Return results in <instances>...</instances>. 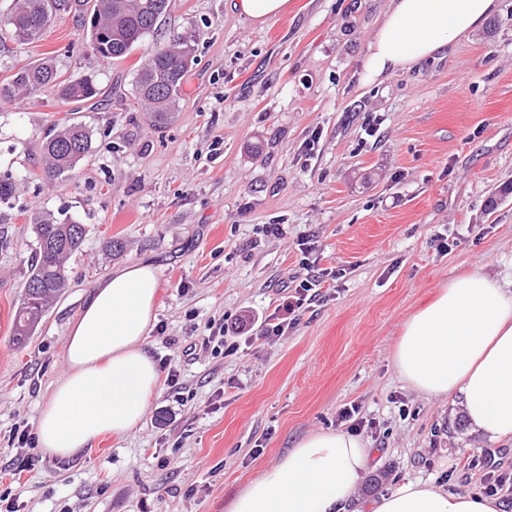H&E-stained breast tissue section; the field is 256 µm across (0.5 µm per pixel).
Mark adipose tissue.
Returning <instances> with one entry per match:
<instances>
[{
  "label": "adipose tissue",
  "instance_id": "obj_1",
  "mask_svg": "<svg viewBox=\"0 0 512 512\" xmlns=\"http://www.w3.org/2000/svg\"><path fill=\"white\" fill-rule=\"evenodd\" d=\"M497 9V0H391L364 63L369 83L445 53ZM154 267L135 263L98 280L64 339L67 370L37 423L42 453L69 458L143 418L159 384L144 339L155 318ZM414 390L460 395L474 432L512 436V289L475 270L445 283L403 323L392 356ZM370 450L354 435L320 431L250 482L228 512H361L355 490ZM496 498L397 483L371 512H498Z\"/></svg>",
  "mask_w": 512,
  "mask_h": 512
}]
</instances>
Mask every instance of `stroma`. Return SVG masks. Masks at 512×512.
Masks as SVG:
<instances>
[{"mask_svg": "<svg viewBox=\"0 0 512 512\" xmlns=\"http://www.w3.org/2000/svg\"><path fill=\"white\" fill-rule=\"evenodd\" d=\"M232 3L170 0L119 61L91 50L74 12L0 53V81L50 54L62 77L91 73L98 88L81 104L51 87L0 105V174L14 181L0 203V439L36 427L66 370L70 322L117 267L154 266L145 348L179 373L133 430L71 459L0 446V494L22 512H226L298 440L346 430L338 412L352 404L376 421L361 435L365 510L403 480L479 492L489 470L512 475V438L484 441L460 399L418 393L392 363L403 322L442 284L474 269L512 281V0L447 56L373 86L363 64L389 0H290L261 27ZM173 33L195 35L196 51L174 122L155 125L134 82L147 48ZM63 120L88 128L92 150L50 183L42 145ZM35 211L87 236L68 288L20 348L11 324ZM306 237L336 279L288 335L240 332L242 316L272 313L304 277ZM113 239L122 251H109ZM214 322L223 350H194Z\"/></svg>", "mask_w": 512, "mask_h": 512, "instance_id": "obj_1", "label": "stroma"}]
</instances>
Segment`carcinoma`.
Masks as SVG:
<instances>
[{
    "label": "carcinoma",
    "instance_id": "obj_1",
    "mask_svg": "<svg viewBox=\"0 0 512 512\" xmlns=\"http://www.w3.org/2000/svg\"><path fill=\"white\" fill-rule=\"evenodd\" d=\"M169 0H93L90 24L92 49L106 61L126 58L135 45L155 30L159 18L167 11ZM72 8L71 0H15L8 18L12 36L35 41L51 19ZM195 52L192 42L175 36L153 46L137 70L135 96L152 122L165 125L178 112L180 91L187 69L183 61ZM57 89L65 102L80 104L96 95L95 79L82 76L59 79L53 57L47 56L19 68L0 83V101L31 94L46 86ZM92 137L80 123L61 124L45 141L42 163L51 180L63 178L90 153ZM34 224L38 250L25 285L22 302L14 312L12 339L22 347L34 336L50 305L67 288V258L81 248L86 228L74 222H59L51 215H30Z\"/></svg>",
    "mask_w": 512,
    "mask_h": 512
}]
</instances>
